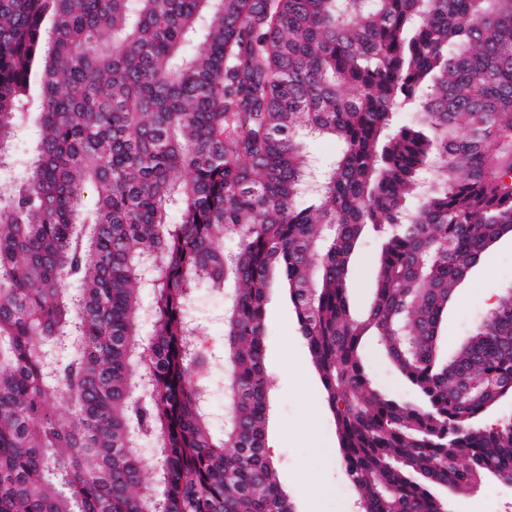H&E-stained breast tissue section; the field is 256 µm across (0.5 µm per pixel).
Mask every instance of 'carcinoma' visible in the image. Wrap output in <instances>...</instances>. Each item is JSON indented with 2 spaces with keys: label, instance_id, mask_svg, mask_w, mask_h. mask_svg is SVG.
Returning <instances> with one entry per match:
<instances>
[{
  "label": "carcinoma",
  "instance_id": "1",
  "mask_svg": "<svg viewBox=\"0 0 512 512\" xmlns=\"http://www.w3.org/2000/svg\"><path fill=\"white\" fill-rule=\"evenodd\" d=\"M26 120L0 188V512H293L266 442L276 273L361 512L512 481V416L483 423L512 396V290L439 349L455 288L512 233V0H0V166ZM301 129L338 145L311 192ZM203 282L232 285L218 438L187 327ZM369 340L411 395L374 383ZM379 250L374 239L366 241L353 262L352 297L356 311H363L371 302V287L376 274V265L372 261Z\"/></svg>",
  "mask_w": 512,
  "mask_h": 512
}]
</instances>
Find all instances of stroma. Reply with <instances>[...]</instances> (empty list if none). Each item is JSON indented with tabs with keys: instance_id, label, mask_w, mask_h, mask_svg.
I'll return each mask as SVG.
<instances>
[{
	"instance_id": "1",
	"label": "stroma",
	"mask_w": 512,
	"mask_h": 512,
	"mask_svg": "<svg viewBox=\"0 0 512 512\" xmlns=\"http://www.w3.org/2000/svg\"><path fill=\"white\" fill-rule=\"evenodd\" d=\"M377 240L366 241L353 262V305L363 311L371 301L376 274ZM512 290V235L504 236L481 257L470 276L455 289L448 306V328L441 340L444 354H454L474 325L493 306L491 294ZM223 291L200 284L192 293L189 313L203 327L214 356L224 342ZM265 370L271 380L266 437L294 512H342L357 501L339 458L333 417L316 373L307 341L281 279L268 292ZM451 512H512V488L492 477L474 491L443 490Z\"/></svg>"
}]
</instances>
